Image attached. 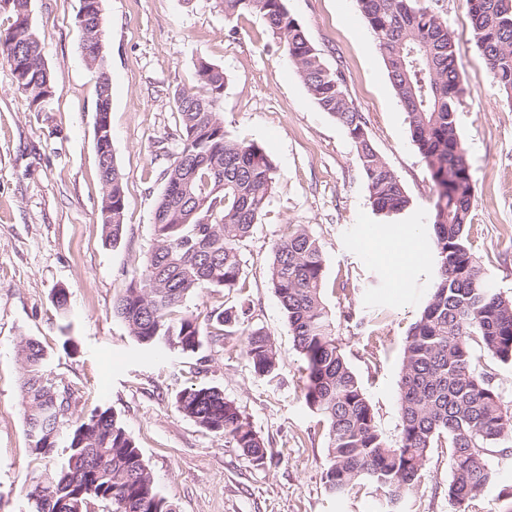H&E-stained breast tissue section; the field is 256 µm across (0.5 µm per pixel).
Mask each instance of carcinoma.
I'll return each instance as SVG.
<instances>
[{
  "label": "carcinoma",
  "instance_id": "obj_1",
  "mask_svg": "<svg viewBox=\"0 0 512 512\" xmlns=\"http://www.w3.org/2000/svg\"><path fill=\"white\" fill-rule=\"evenodd\" d=\"M380 50L390 82L407 114L412 141L426 163L436 200L430 216L436 273L428 304L406 337L399 380L400 424L396 441L379 429L373 409L335 334L323 303L325 263L318 240L300 224L288 225L273 245L270 279L288 319L304 366L300 395L325 426V484L333 495L375 485L397 504L425 476L434 448L448 449L456 478L448 502L468 512L496 479L487 456L512 437V410L492 378L471 365L476 343L502 363H512V298L490 288L484 268L466 244L473 184L466 149L457 133V106L471 94L458 67L448 24L422 0H357ZM224 16L261 15L295 65L317 105L333 116L354 144L373 209L391 218L410 200L395 173L374 148L360 112L347 97L343 77L326 66L284 0H223ZM471 33L494 84L512 94V0H466ZM32 58L27 83L57 88L33 28L11 25L0 39ZM88 67L103 77L101 108H110L111 84L104 58ZM224 71L201 63L195 85L175 97L181 149L163 171L164 186L182 182L181 196L162 192L154 212V242L113 311L144 347L194 354L204 343L232 340L255 376L272 382L278 358L270 336L250 321L252 300L241 283V248L266 208L275 167L255 142L230 136L210 105L209 92L225 88ZM102 196H112V220L101 222L104 240L117 244L125 230V178L100 163ZM224 185L217 188L213 168ZM203 288L233 293L235 305L205 317L177 314ZM21 393L32 451L56 447L71 409L67 391L45 376L46 354L35 339L21 341ZM177 410L200 428L224 437L257 467L271 452L237 404L217 386L192 384L176 396ZM69 454L48 481L66 512H91L107 502L112 512H175L155 487L140 448L108 409L80 419L66 438Z\"/></svg>",
  "mask_w": 512,
  "mask_h": 512
}]
</instances>
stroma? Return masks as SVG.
I'll list each match as a JSON object with an SVG mask.
<instances>
[{"instance_id": "35a3bbf8", "label": "stroma", "mask_w": 512, "mask_h": 512, "mask_svg": "<svg viewBox=\"0 0 512 512\" xmlns=\"http://www.w3.org/2000/svg\"><path fill=\"white\" fill-rule=\"evenodd\" d=\"M453 31L457 62L471 89L457 112L474 187L466 235L490 285L512 297V102L493 84L472 38L465 0H424ZM365 121L376 151L411 205L398 221L430 232L435 188L378 43L356 0H285ZM80 0H30L42 54L58 94L47 111H29L0 55V512H32L27 493L66 460L65 446L35 455L23 416L18 357L25 338L41 342L45 373L72 395L74 416L110 409L140 448L158 490L176 512H388L381 491L349 496L324 482V427L298 388L302 360L269 279L272 247L284 225L302 224L320 242L323 298L336 335L389 438L399 428L398 382L404 340L430 296L432 244L417 275L398 283L366 245L382 223L371 207L355 148L344 128L308 94L264 19H228L221 0H102L103 54L112 87V152L126 178L125 233L104 245L101 183L94 141L97 79L75 23ZM223 69L220 106L231 136L257 142L276 168L270 202L245 242L243 280L252 322L278 354L274 383L256 378L241 345L197 353L139 346L112 310L153 245L163 171L180 149L174 96L195 82L196 65ZM68 297L56 312L57 289ZM70 325L77 350L62 348ZM220 387L274 456L259 468L221 436L175 406L191 384ZM496 472L470 512H499L512 489V447L489 457ZM454 473L445 449L407 494L403 512H450Z\"/></svg>"}]
</instances>
